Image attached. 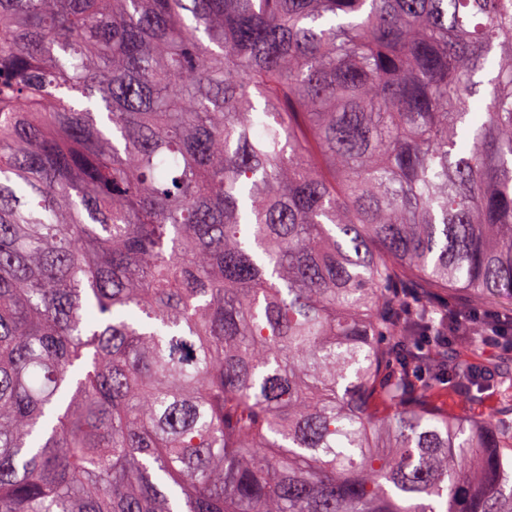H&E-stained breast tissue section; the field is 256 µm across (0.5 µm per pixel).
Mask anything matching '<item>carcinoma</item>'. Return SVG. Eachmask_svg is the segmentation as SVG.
Masks as SVG:
<instances>
[{
	"label": "carcinoma",
	"instance_id": "1",
	"mask_svg": "<svg viewBox=\"0 0 512 512\" xmlns=\"http://www.w3.org/2000/svg\"><path fill=\"white\" fill-rule=\"evenodd\" d=\"M489 301L512 0H0V512H512ZM437 401L445 411L471 420H482L496 411L501 405L502 396L494 383L475 398L465 393L448 392V389L444 388L438 392Z\"/></svg>",
	"mask_w": 512,
	"mask_h": 512
}]
</instances>
